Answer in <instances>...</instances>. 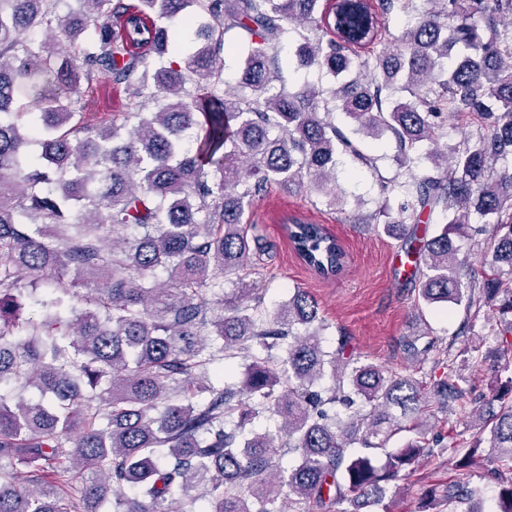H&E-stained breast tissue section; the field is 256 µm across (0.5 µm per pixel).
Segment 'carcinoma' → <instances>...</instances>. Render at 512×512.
<instances>
[{
    "mask_svg": "<svg viewBox=\"0 0 512 512\" xmlns=\"http://www.w3.org/2000/svg\"><path fill=\"white\" fill-rule=\"evenodd\" d=\"M62 2L0 0V512H101L109 501L112 512H167L173 500L181 512H277L284 487L291 512L381 505L416 462L444 452L418 417L422 385L357 364L342 336L325 350L330 324L301 288L266 313L246 275L261 250L249 210L272 184L347 204L338 155L372 169L376 159L335 124L338 111L359 137L396 142L405 178L380 191L402 202L382 212V232L403 242L418 305L480 304L457 240L483 235L490 255L470 283L512 314V0ZM176 20L195 34L172 56ZM230 29L245 47H225ZM284 41L288 71L335 85L285 79ZM226 51L240 61L234 87ZM101 77L128 107L92 120L80 86ZM460 112L483 124L440 145ZM435 212L442 228L419 237ZM288 237L314 272L344 271L323 225L293 221ZM29 302L40 320L23 318ZM511 335L512 319L493 354L512 356ZM424 337L405 340L417 361L436 348ZM243 350L244 380L224 384L214 366ZM446 368L434 398L461 402L455 359ZM266 411L276 432L248 429ZM475 427L457 464L488 444L497 512H512V400ZM281 437L297 457L285 474ZM430 499L482 512L456 483Z\"/></svg>",
    "mask_w": 512,
    "mask_h": 512,
    "instance_id": "cac0c4a2",
    "label": "carcinoma"
}]
</instances>
